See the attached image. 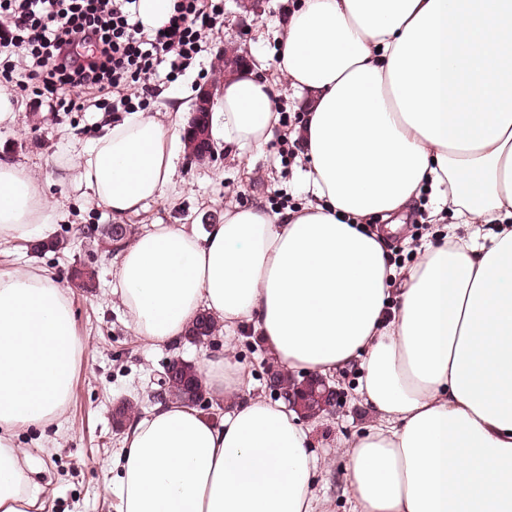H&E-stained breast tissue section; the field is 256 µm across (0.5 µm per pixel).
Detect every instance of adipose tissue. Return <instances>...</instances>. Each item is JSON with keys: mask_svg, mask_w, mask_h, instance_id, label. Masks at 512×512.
I'll return each mask as SVG.
<instances>
[{"mask_svg": "<svg viewBox=\"0 0 512 512\" xmlns=\"http://www.w3.org/2000/svg\"><path fill=\"white\" fill-rule=\"evenodd\" d=\"M263 60L228 78L209 134L243 158L280 115ZM277 71L303 103L305 205L229 207L204 233L149 224L114 277L136 336L224 327L205 360L215 421L175 398L132 419L120 512H334L284 404L250 396L232 354L249 324L290 372L357 366L373 422L347 443L345 512H512V0H301ZM179 97L106 126L78 171L115 219L165 198ZM448 232L397 267L385 249L421 195ZM56 208L0 158V243L49 240ZM86 343L44 269L0 271V512H40L19 430L62 418Z\"/></svg>", "mask_w": 512, "mask_h": 512, "instance_id": "obj_1", "label": "adipose tissue"}]
</instances>
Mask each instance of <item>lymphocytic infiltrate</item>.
<instances>
[{
	"instance_id": "lymphocytic-infiltrate-1",
	"label": "lymphocytic infiltrate",
	"mask_w": 512,
	"mask_h": 512,
	"mask_svg": "<svg viewBox=\"0 0 512 512\" xmlns=\"http://www.w3.org/2000/svg\"><path fill=\"white\" fill-rule=\"evenodd\" d=\"M136 0H0V77L24 64L21 90L36 86L49 111L74 112L73 90L112 97L113 108L146 110L156 83H174L194 65L223 15V0H173L165 29L148 30ZM14 78V77H13Z\"/></svg>"
}]
</instances>
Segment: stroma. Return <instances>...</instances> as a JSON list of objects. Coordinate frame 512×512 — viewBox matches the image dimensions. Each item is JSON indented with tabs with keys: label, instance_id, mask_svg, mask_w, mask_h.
<instances>
[{
	"label": "stroma",
	"instance_id": "obj_1",
	"mask_svg": "<svg viewBox=\"0 0 512 512\" xmlns=\"http://www.w3.org/2000/svg\"><path fill=\"white\" fill-rule=\"evenodd\" d=\"M298 3L260 0L257 10L247 12L238 0H224V14L207 42L200 69L188 71L176 83L160 85L158 103H166L171 94L193 103L204 79H215L216 53L227 44L245 48L249 57H263L268 66H275L278 36ZM7 87L15 91L20 110L15 126L0 127V155H9L30 167L47 198L57 205L60 216L54 238L62 247L34 253L27 243H17L0 252V270L53 271L71 297L78 333L87 344L73 378L63 430L31 427L20 430L16 441L36 468L34 479L44 489V512H118L117 455L123 434L115 429L113 406L125 399L141 410L151 409V394L166 364L176 357L202 364L210 354L223 351L224 335L216 333L201 345L184 340L176 345L150 347L133 333L129 316L115 293L113 271L119 257L102 241L112 215L84 189L57 180L59 166L77 162L79 153L98 137L102 110L92 107L59 119L50 112L34 111L31 92L18 91L15 82H8ZM215 148V160L204 164L180 154L166 199L149 203L140 214L127 217V224L138 231L148 224L200 228L220 223L228 206L259 201L268 204L283 195L289 206L304 203L301 181L305 160L301 151H294L289 162H282L278 142L273 139L244 166L227 155L223 143H216ZM436 230V225L427 221L426 207L418 206L402 231L388 237L387 250L399 255L402 264H412L414 246ZM76 266L96 270V288L87 290L71 280L70 271ZM234 358L249 372L253 396L278 401V393L267 384L273 365L248 330L238 331ZM360 376L357 368L336 374L339 398L333 412L300 421L311 451L336 475L347 464L344 441L356 437L371 422L369 411L355 393Z\"/></svg>",
	"mask_w": 512,
	"mask_h": 512
}]
</instances>
